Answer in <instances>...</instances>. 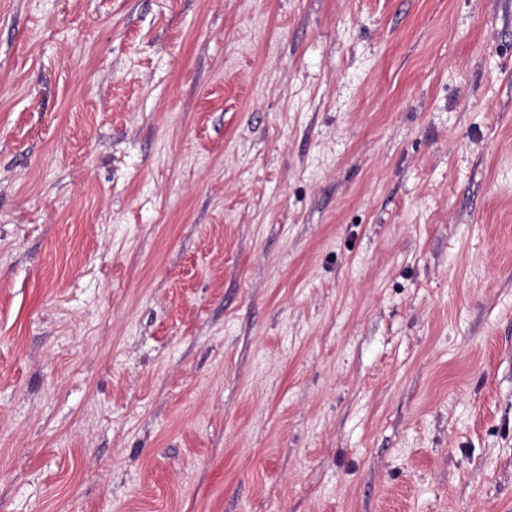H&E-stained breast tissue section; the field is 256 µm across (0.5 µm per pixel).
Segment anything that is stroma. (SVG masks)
Instances as JSON below:
<instances>
[{
  "label": "stroma",
  "mask_w": 512,
  "mask_h": 512,
  "mask_svg": "<svg viewBox=\"0 0 512 512\" xmlns=\"http://www.w3.org/2000/svg\"><path fill=\"white\" fill-rule=\"evenodd\" d=\"M0 512H512V0H0Z\"/></svg>",
  "instance_id": "1"
}]
</instances>
